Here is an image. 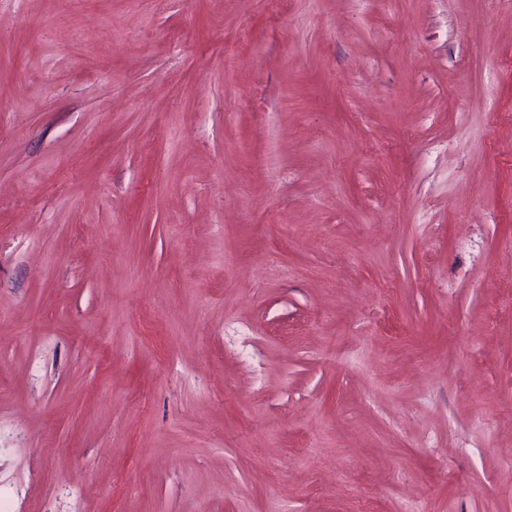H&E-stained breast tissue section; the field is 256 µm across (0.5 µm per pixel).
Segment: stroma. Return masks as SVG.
Segmentation results:
<instances>
[{
    "instance_id": "1",
    "label": "stroma",
    "mask_w": 512,
    "mask_h": 512,
    "mask_svg": "<svg viewBox=\"0 0 512 512\" xmlns=\"http://www.w3.org/2000/svg\"><path fill=\"white\" fill-rule=\"evenodd\" d=\"M14 512H512V0H0Z\"/></svg>"
}]
</instances>
